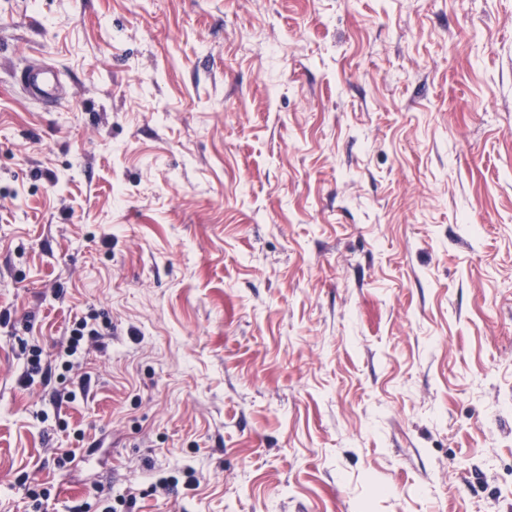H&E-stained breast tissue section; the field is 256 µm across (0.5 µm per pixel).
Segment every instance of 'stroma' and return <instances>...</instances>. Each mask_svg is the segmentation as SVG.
<instances>
[{
    "instance_id": "1",
    "label": "stroma",
    "mask_w": 512,
    "mask_h": 512,
    "mask_svg": "<svg viewBox=\"0 0 512 512\" xmlns=\"http://www.w3.org/2000/svg\"><path fill=\"white\" fill-rule=\"evenodd\" d=\"M109 504L512 512V0H0V512ZM19 80L30 96L43 99L55 98L61 87L57 72L46 67H29L21 72Z\"/></svg>"
}]
</instances>
